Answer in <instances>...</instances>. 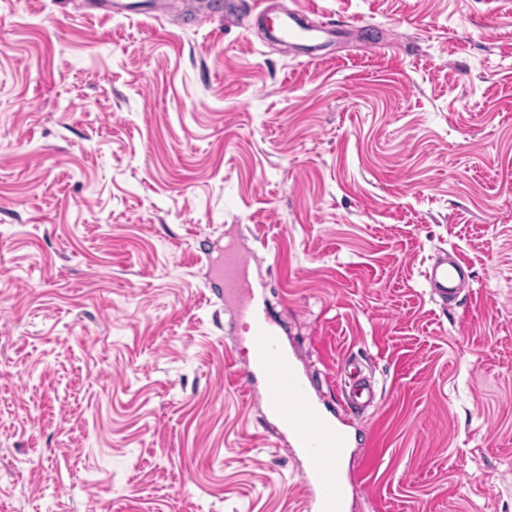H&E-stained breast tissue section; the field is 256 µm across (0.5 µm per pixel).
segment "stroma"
<instances>
[{"label": "stroma", "instance_id": "stroma-1", "mask_svg": "<svg viewBox=\"0 0 512 512\" xmlns=\"http://www.w3.org/2000/svg\"><path fill=\"white\" fill-rule=\"evenodd\" d=\"M0 0V512H313L219 262L335 419L348 512H512V0ZM473 268L430 295L440 250ZM321 30L322 27L305 26L298 21L294 14H288L280 21L278 37L280 41L292 44L312 40ZM353 374L354 377L352 378L353 385L351 388V394L349 395V398H345V405L349 410L357 411L358 406H362L369 402L373 403L376 398V392L370 384H366L360 380V373L356 368L353 369ZM364 393L366 394V400L364 402H360L359 399H362Z\"/></svg>", "mask_w": 512, "mask_h": 512}]
</instances>
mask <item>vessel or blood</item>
<instances>
[{
	"label": "vessel or blood",
	"instance_id": "b4317fda",
	"mask_svg": "<svg viewBox=\"0 0 512 512\" xmlns=\"http://www.w3.org/2000/svg\"><path fill=\"white\" fill-rule=\"evenodd\" d=\"M317 27L301 24L295 15H287L278 26V37L285 43L314 39ZM461 258L438 256L424 272L434 300L448 302L458 298L459 281L470 273ZM236 319L248 331L252 361L241 371L245 384L262 378L259 396L266 413L286 435L291 451L305 463L303 481L315 512H346L349 483L341 464L349 452L351 440L341 427L327 420L311 393L308 377L296 368L293 358L283 351L269 310L252 300L241 301Z\"/></svg>",
	"mask_w": 512,
	"mask_h": 512
}]
</instances>
